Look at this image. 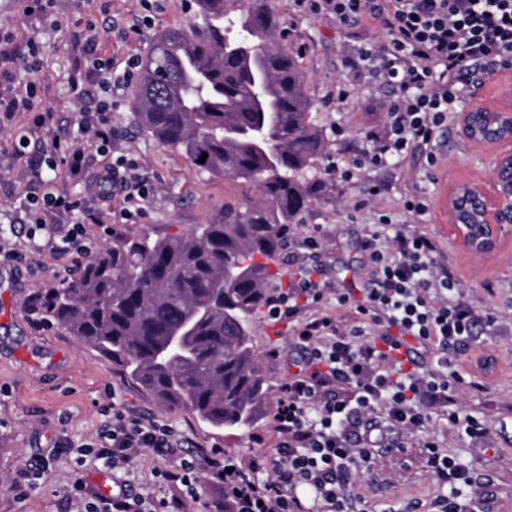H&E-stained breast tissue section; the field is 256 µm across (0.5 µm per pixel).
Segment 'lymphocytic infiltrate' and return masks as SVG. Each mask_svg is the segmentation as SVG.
Wrapping results in <instances>:
<instances>
[{
  "label": "lymphocytic infiltrate",
  "mask_w": 512,
  "mask_h": 512,
  "mask_svg": "<svg viewBox=\"0 0 512 512\" xmlns=\"http://www.w3.org/2000/svg\"><path fill=\"white\" fill-rule=\"evenodd\" d=\"M315 14L334 16L351 26L380 23L385 39L357 49L354 61L374 85L396 89L387 128L370 149L347 164L331 160L326 175L340 182L362 179L365 192L380 193L365 179L429 145L458 109L462 92L478 69L512 65V0H297ZM87 66L102 80L92 86L75 79L77 96L94 99V109L79 127L99 153L112 141L110 63L88 44ZM366 241L368 279L361 300L334 291L320 266L300 264L287 289L266 310L271 319L293 326V345L300 369L278 389L272 413L273 447L251 460L212 451L205 458L179 457L183 442L169 426L142 422L113 410L91 452L112 465L128 462L139 449L171 460L160 470L161 482L184 487L196 496L203 476L221 483L223 499L215 512H368L356 508L348 489L359 470L370 468L384 449H404L416 442L429 472L449 494L435 503L436 512H471L487 490L472 484L462 467L448 456L428 427L431 411L448 410V423L464 428L475 441L489 435L483 421L457 406L461 385L480 390L478 382L445 374L451 351L493 326L494 318L467 303L447 269L434 266L435 241L426 234L396 231L388 249ZM349 307L356 323L341 330L335 315L324 311L307 321L301 312L319 305L328 293ZM423 350H437V370L423 373L417 358L402 355L408 340ZM468 487L469 501L459 500ZM183 498L151 500L127 488L88 505L85 512H182Z\"/></svg>",
  "instance_id": "1"
}]
</instances>
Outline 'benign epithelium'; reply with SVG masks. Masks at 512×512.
<instances>
[{"mask_svg":"<svg viewBox=\"0 0 512 512\" xmlns=\"http://www.w3.org/2000/svg\"><path fill=\"white\" fill-rule=\"evenodd\" d=\"M475 113H488L495 123L512 125V87L501 89V103L496 108L475 104L458 115L459 134L462 138L472 139L470 118ZM502 167L512 170V153L499 152L493 158L495 173L494 192H487L478 181H463L448 187V220L454 224L462 244L473 254L488 257L499 249L502 234L512 227V187L504 189L496 177ZM461 209H470L477 213L480 226H466L457 220Z\"/></svg>","mask_w":512,"mask_h":512,"instance_id":"benign-epithelium-1","label":"benign epithelium"}]
</instances>
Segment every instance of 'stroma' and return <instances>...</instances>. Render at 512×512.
<instances>
[{"label":"stroma","instance_id":"1","mask_svg":"<svg viewBox=\"0 0 512 512\" xmlns=\"http://www.w3.org/2000/svg\"><path fill=\"white\" fill-rule=\"evenodd\" d=\"M26 0H0V42L19 52L36 44L35 72L22 63L9 65L0 77V94L24 97L29 81H36L39 111L0 115V246L28 250V264L0 263V512H84L89 501L111 497L119 484L160 499L172 491L157 473L166 460L141 450L124 468L105 467L79 447L96 440L112 420L113 407L134 416L170 426L188 442L191 453L214 448L250 457L253 433H270L273 403H266L249 428L216 430L187 411L162 406L154 394L120 367L108 363L92 348L80 345L55 321L36 324L31 300L58 287L83 264V253L62 254L47 245L62 238L73 224L83 228L91 249L111 242L113 232L141 233L167 238L210 223L224 204L254 196L255 189L240 180L213 178L193 169L187 158L138 130L134 121V85L122 86L112 99V154H133L139 161L138 180L147 184L146 199L128 201L125 195L103 200L82 174L62 172L55 180L41 177L35 166L50 141L72 143L84 150L87 163L99 168L108 158L87 144L79 130L82 102L71 83L82 59L78 38L94 23L97 53L121 74L129 59L143 60L163 30L186 24L188 0H162L145 12L141 0H112L102 12L99 0H54L49 15L31 14ZM280 27L298 51L308 76L307 92L313 115L322 128L326 157L350 159L366 148L365 132H381L394 95L374 87L366 70L350 65L356 47L383 39L377 24L343 27L327 15L298 8L294 0H273ZM347 86L346 100L336 97L337 85ZM25 148H18V141ZM435 167L419 156L393 161L370 172L383 191L373 198L358 182L321 179L302 214L297 230L288 235L299 260L323 265L334 287L361 297L367 286V254L363 242L380 230L381 246H388L395 230H417L431 236L438 247V263L455 275L463 299L490 309L498 322L462 348L450 365L464 380L483 383L482 391L461 390L459 402L490 430L487 449L472 448L469 438L438 418L433 430L443 448L479 480L487 481L492 498L489 512H512V233H506L498 252L478 258L461 244L454 225L445 219L439 196L444 185L478 180L492 189V151L463 139L456 122H449L432 142ZM82 197L80 212L48 217L46 229H36L26 208L34 194ZM426 199L428 209L417 215L403 207L406 196ZM132 218L112 220L122 209ZM388 225H381L380 216ZM321 233L316 254L302 250L304 236ZM292 328L288 323L259 316L254 326L255 349L271 389L288 377ZM355 493L378 512H401L410 501L420 512H432L444 490L432 479L418 448L383 453L371 468L361 471Z\"/></svg>","mask_w":512,"mask_h":512}]
</instances>
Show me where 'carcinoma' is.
Here are the masks:
<instances>
[{
	"label": "carcinoma",
	"mask_w": 512,
	"mask_h": 512,
	"mask_svg": "<svg viewBox=\"0 0 512 512\" xmlns=\"http://www.w3.org/2000/svg\"><path fill=\"white\" fill-rule=\"evenodd\" d=\"M224 2L192 0L189 22L156 37L140 64L135 118L198 171L255 185V198L179 237L114 233L44 295L79 344L163 406L219 430L251 425L270 397L253 323L326 150L300 55L281 43L270 0H243L237 19Z\"/></svg>",
	"instance_id": "carcinoma-1"
}]
</instances>
